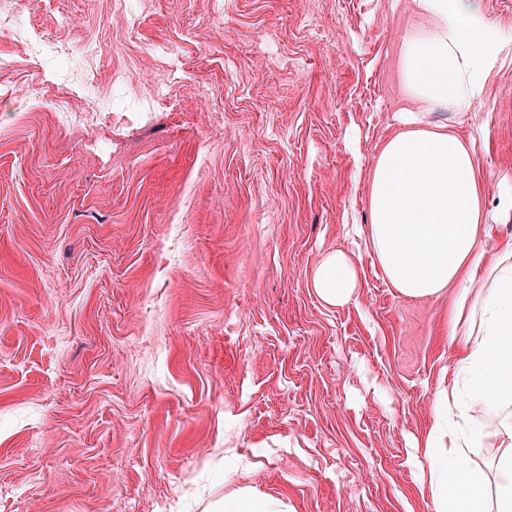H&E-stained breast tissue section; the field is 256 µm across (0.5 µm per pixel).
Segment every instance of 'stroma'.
<instances>
[{
  "label": "stroma",
  "instance_id": "1",
  "mask_svg": "<svg viewBox=\"0 0 512 512\" xmlns=\"http://www.w3.org/2000/svg\"><path fill=\"white\" fill-rule=\"evenodd\" d=\"M0 36V512H433L412 446L459 341L448 298L383 278L368 179L409 0H32ZM77 24L61 28L60 19ZM176 71L164 96L157 82ZM62 77L91 118L18 106ZM487 193L512 175V53L463 115ZM357 258L355 302L310 286ZM30 1L1 0L0 1V32L10 34L25 42L34 55H41L50 42L46 39L32 40L24 25L26 5ZM361 266L343 251L330 252L316 265L310 286L318 299L330 307H343L357 298ZM281 500L240 488L208 504L205 512H285Z\"/></svg>",
  "mask_w": 512,
  "mask_h": 512
}]
</instances>
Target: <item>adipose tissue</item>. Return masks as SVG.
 Returning a JSON list of instances; mask_svg holds the SVG:
<instances>
[{"label":"adipose tissue","instance_id":"ef3b65f1","mask_svg":"<svg viewBox=\"0 0 512 512\" xmlns=\"http://www.w3.org/2000/svg\"><path fill=\"white\" fill-rule=\"evenodd\" d=\"M411 2L430 19L400 39L404 88L418 109L400 113V131L371 169L368 239L400 294L455 291L448 334L465 343L420 443L434 512H512V242H494L488 222L493 209L512 215V184L501 183L489 205L474 139L427 120L434 109L485 103L486 79L506 43L485 0ZM361 273L349 254L331 252L310 286L325 305L343 307L356 300ZM477 454L482 463H472ZM205 512H284V505L241 488Z\"/></svg>","mask_w":512,"mask_h":512}]
</instances>
